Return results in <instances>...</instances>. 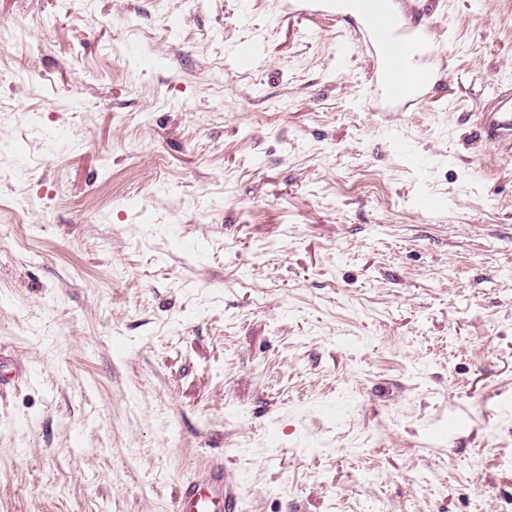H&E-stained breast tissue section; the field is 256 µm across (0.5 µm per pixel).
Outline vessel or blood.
<instances>
[{
	"mask_svg": "<svg viewBox=\"0 0 512 512\" xmlns=\"http://www.w3.org/2000/svg\"><path fill=\"white\" fill-rule=\"evenodd\" d=\"M395 0H289V11L305 10L357 20L356 40L373 60L372 84L389 102L421 103L437 81L435 70L421 67L423 40L433 32L426 14L399 12ZM486 144L512 141V89L499 93L482 115ZM237 492L220 461L181 485L177 512H236Z\"/></svg>",
	"mask_w": 512,
	"mask_h": 512,
	"instance_id": "b4317fda",
	"label": "vessel or blood"
}]
</instances>
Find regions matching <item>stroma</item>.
I'll return each instance as SVG.
<instances>
[{
    "mask_svg": "<svg viewBox=\"0 0 512 512\" xmlns=\"http://www.w3.org/2000/svg\"><path fill=\"white\" fill-rule=\"evenodd\" d=\"M387 109L285 0H0V512H512V0ZM481 117L486 144L512 141V88L494 97L487 112H481ZM236 486L224 463L212 461L198 476L180 486L177 512H237Z\"/></svg>",
    "mask_w": 512,
    "mask_h": 512,
    "instance_id": "obj_1",
    "label": "stroma"
}]
</instances>
